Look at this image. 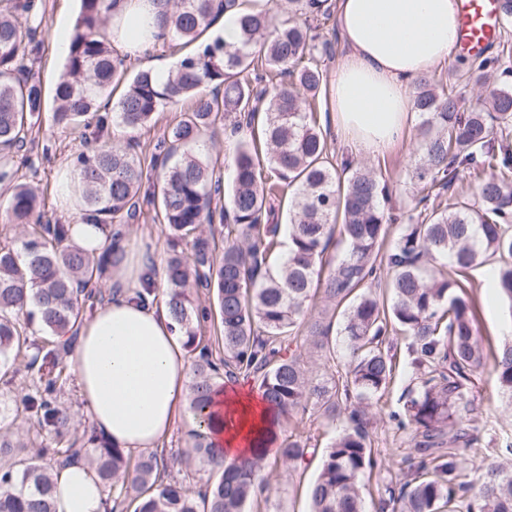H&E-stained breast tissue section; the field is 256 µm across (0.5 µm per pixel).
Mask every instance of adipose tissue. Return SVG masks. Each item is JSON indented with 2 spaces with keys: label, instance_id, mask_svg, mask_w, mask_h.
<instances>
[{
  "label": "adipose tissue",
  "instance_id": "1",
  "mask_svg": "<svg viewBox=\"0 0 512 512\" xmlns=\"http://www.w3.org/2000/svg\"><path fill=\"white\" fill-rule=\"evenodd\" d=\"M345 54L328 89L336 128L353 151L379 153L415 123L412 85L451 57L457 0H336ZM163 281L159 247L125 248L107 273L109 295L83 318L68 360L90 424L127 453L163 452L192 377L182 333L167 298L145 289L143 276ZM211 438L226 459L256 453L271 431L270 410L258 390L225 382L213 400ZM57 512H104V495L84 462L56 476Z\"/></svg>",
  "mask_w": 512,
  "mask_h": 512
}]
</instances>
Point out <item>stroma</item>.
I'll list each match as a JSON object with an SVG mask.
<instances>
[{
  "mask_svg": "<svg viewBox=\"0 0 512 512\" xmlns=\"http://www.w3.org/2000/svg\"><path fill=\"white\" fill-rule=\"evenodd\" d=\"M41 12L48 27L43 36L40 52L31 67L40 81L44 94H51L65 63V55L56 47L59 31H72L76 22L79 0H41ZM470 61L450 58L435 69L437 78L444 84L454 86L466 109L482 108L481 90L468 77ZM52 101H45L44 109L32 129L37 145L32 154L33 163L20 167L18 176L22 181L35 187L45 203L49 217L61 223H68L69 216L61 199L60 178L63 171L73 167L79 153L85 149V139L90 130L81 125L57 126L51 121ZM421 142L419 127H412L406 137L392 148L378 154H356L359 166L381 167L387 180L393 206L405 208L411 203L413 187L406 177V171L417 157ZM461 285L471 295L480 328L482 342L488 361L476 370L473 376L476 404L489 423L483 433L480 445L485 454L495 455L498 448L512 443V409L501 403L496 376L491 361L502 345L512 339V301L501 295H490L485 270L477 269L461 278ZM393 351L399 361V372L380 404L384 416L372 424L374 447L384 463L380 472L365 481L362 495L367 512H374L377 503V486L388 481L390 476L401 472L404 460L411 446L410 431L397 430L387 417L388 411L401 409L400 396L411 384L414 374L410 367L408 340L399 335L392 339ZM318 469L317 463L297 471L282 465L265 462L260 470L265 492L261 499L249 506L250 512H308L309 503L303 488L313 481Z\"/></svg>",
  "mask_w": 512,
  "mask_h": 512,
  "instance_id": "35a3bbf8",
  "label": "stroma"
}]
</instances>
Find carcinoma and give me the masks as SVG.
I'll return each mask as SVG.
<instances>
[{
  "label": "carcinoma",
  "mask_w": 512,
  "mask_h": 512,
  "mask_svg": "<svg viewBox=\"0 0 512 512\" xmlns=\"http://www.w3.org/2000/svg\"><path fill=\"white\" fill-rule=\"evenodd\" d=\"M166 2L160 24L167 39L191 43L226 11L239 14V44L217 36L160 82L150 69L129 73L128 56L112 48L111 17L119 30L143 38L150 31L146 18L126 13L128 0H81L70 35L54 124L84 121L122 88L112 117H97L95 146L77 158L82 215L107 232L105 247L92 253L74 245L69 226L52 223L39 195L16 179L15 159L33 150L29 133L44 107L41 84L25 64L40 50L44 20L35 0H0V184L10 193L9 219L22 232L20 246L0 245V371L15 373L20 362L31 380L14 395L13 416L0 413V512H56L57 469L79 457L104 487L105 512H125L132 495L135 512H247L263 491L260 455L228 462L194 430L184 465L206 479L192 488L153 452L134 459L90 426L77 436L57 401L71 379L67 347L81 314L104 300L99 282L124 256L112 225L138 219L144 202L158 210L172 241L190 246L166 259L164 286L195 354L188 403L197 424L210 425L207 409L226 377L252 382L281 429L310 411L332 421L342 415L343 429L307 486L309 512H366L361 483L381 466L371 426L394 377L391 336L403 334L417 383L403 412L388 418L399 430L413 426L414 435L406 470L383 485L378 512H512V444L503 448L508 463H484L475 478L463 462L487 426L471 380L485 356L457 280L496 260L491 276L512 301V148L497 138L512 127V86L488 82L512 50L474 66L488 112L465 110L454 89L438 87L431 75L417 81L424 139L407 176L420 197L392 238L398 216L386 180L331 152L310 111L327 83L322 59L334 58L333 42L313 33L332 17L329 0H288L280 18L240 0ZM184 100L191 108L145 162L132 133ZM110 123L127 135L125 144L101 143ZM223 128L240 135L228 194L200 149L205 135ZM462 172L480 180L477 201L450 194L448 204H435ZM276 193L289 198L286 228L274 223ZM207 224L224 226L219 255ZM332 245L343 247L333 261L326 258ZM200 288L213 293L212 304H194ZM317 296L333 314H307ZM338 315L345 372L315 375L302 342L320 352L323 366L334 365ZM214 319L222 336L206 341L199 328ZM494 367L512 405V342L494 355ZM20 417L36 428L39 444L12 440ZM316 452L301 434L282 433L274 459L296 470Z\"/></svg>",
  "instance_id": "cac0c4a2"
}]
</instances>
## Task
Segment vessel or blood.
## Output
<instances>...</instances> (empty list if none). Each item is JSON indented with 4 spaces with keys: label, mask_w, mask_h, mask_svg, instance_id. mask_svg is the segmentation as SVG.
<instances>
[{
    "label": "vessel or blood",
    "mask_w": 512,
    "mask_h": 512,
    "mask_svg": "<svg viewBox=\"0 0 512 512\" xmlns=\"http://www.w3.org/2000/svg\"><path fill=\"white\" fill-rule=\"evenodd\" d=\"M458 57H483L496 44L500 31V0H457Z\"/></svg>",
    "instance_id": "obj_1"
}]
</instances>
